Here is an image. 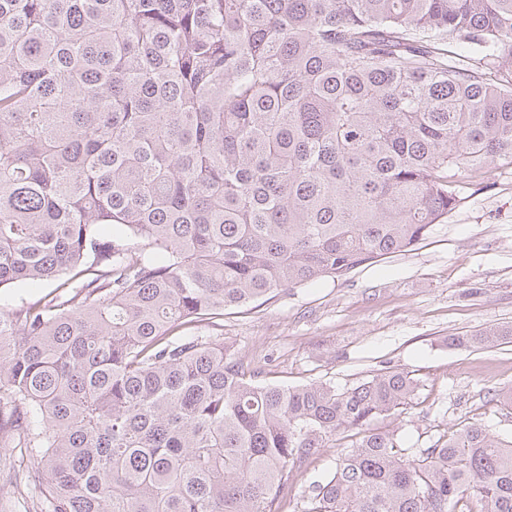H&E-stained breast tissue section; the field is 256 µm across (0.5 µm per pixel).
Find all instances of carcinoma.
<instances>
[{
  "instance_id": "obj_1",
  "label": "carcinoma",
  "mask_w": 512,
  "mask_h": 512,
  "mask_svg": "<svg viewBox=\"0 0 512 512\" xmlns=\"http://www.w3.org/2000/svg\"><path fill=\"white\" fill-rule=\"evenodd\" d=\"M500 161L512 0H0V287L54 285L0 314L28 512H280L347 437L302 512H512V439L371 426L410 373L267 384L187 334L412 249ZM348 439L336 441V448L321 449L320 452L306 459L300 468L293 472L289 482L288 497L283 502L281 512H299L301 510V503L314 482L324 479L335 468L340 451L343 449L342 447L347 446Z\"/></svg>"
}]
</instances>
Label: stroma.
Instances as JSON below:
<instances>
[{
  "label": "stroma",
  "mask_w": 512,
  "mask_h": 512,
  "mask_svg": "<svg viewBox=\"0 0 512 512\" xmlns=\"http://www.w3.org/2000/svg\"><path fill=\"white\" fill-rule=\"evenodd\" d=\"M512 324V167L495 168L411 251L341 279L283 288L257 307L225 311L223 334L264 381L358 385L383 366L413 374L417 398L397 419L405 447L425 448L462 423L512 437V343L451 348L446 339ZM324 448L290 478L281 512H300L335 467Z\"/></svg>",
  "instance_id": "obj_1"
}]
</instances>
